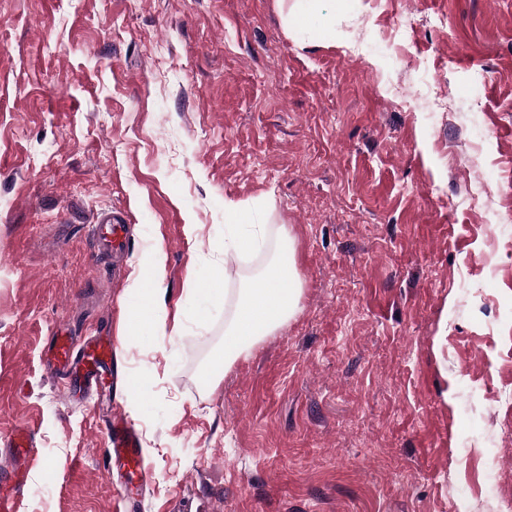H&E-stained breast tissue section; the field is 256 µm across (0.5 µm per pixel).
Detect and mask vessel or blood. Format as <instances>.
<instances>
[{"instance_id":"b4317fda","label":"vessel or blood","mask_w":512,"mask_h":512,"mask_svg":"<svg viewBox=\"0 0 512 512\" xmlns=\"http://www.w3.org/2000/svg\"><path fill=\"white\" fill-rule=\"evenodd\" d=\"M99 254L120 258L128 239L122 215L104 213L90 229ZM113 345L108 336L78 339L66 330H57L46 351L43 367L47 375L63 380L70 392L99 389L112 380ZM106 460L119 466L118 493L127 499L141 495L149 483L139 434L122 414H111L106 425ZM34 435L25 425L16 426L0 446L7 448L0 464V512H18L26 486L29 462L34 455Z\"/></svg>"}]
</instances>
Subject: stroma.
I'll return each instance as SVG.
<instances>
[{
  "mask_svg": "<svg viewBox=\"0 0 512 512\" xmlns=\"http://www.w3.org/2000/svg\"><path fill=\"white\" fill-rule=\"evenodd\" d=\"M293 7L0 0V434L30 426L40 456L21 512H474L491 467L512 500V0ZM230 206L269 248L225 256ZM111 207L117 274L90 233ZM283 238L297 311L208 382ZM156 248L159 339L126 327ZM221 268L202 302L190 280ZM63 322L112 336L114 405L149 392L133 506L103 475L97 395L41 368Z\"/></svg>",
  "mask_w": 512,
  "mask_h": 512,
  "instance_id": "35a3bbf8",
  "label": "stroma"
}]
</instances>
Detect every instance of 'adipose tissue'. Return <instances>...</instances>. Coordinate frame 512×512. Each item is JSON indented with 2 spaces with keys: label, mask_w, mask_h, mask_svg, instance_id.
Segmentation results:
<instances>
[{
  "label": "adipose tissue",
  "mask_w": 512,
  "mask_h": 512,
  "mask_svg": "<svg viewBox=\"0 0 512 512\" xmlns=\"http://www.w3.org/2000/svg\"><path fill=\"white\" fill-rule=\"evenodd\" d=\"M224 236L230 239L232 251H255L265 244V227L251 223L246 212L232 207L227 211ZM163 278L162 252L157 249L141 263L129 286L132 298L128 313L130 331L138 333L147 328L152 335H164L165 326L161 320ZM297 305L298 290L291 258L283 252H273L263 271L240 289L234 315L224 328L218 361L223 367H230L260 336L286 322Z\"/></svg>",
  "instance_id": "adipose-tissue-1"
}]
</instances>
